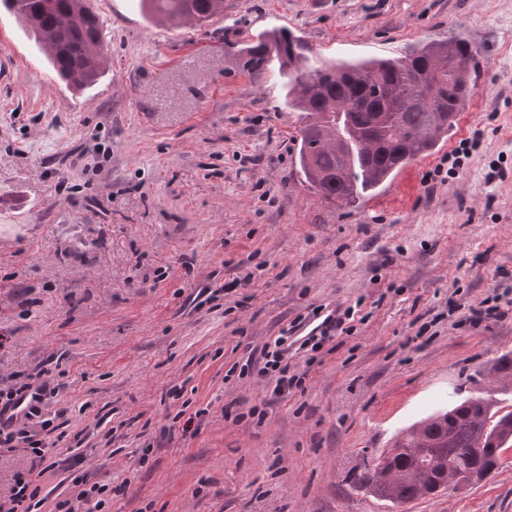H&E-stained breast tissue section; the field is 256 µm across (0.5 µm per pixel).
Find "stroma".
Listing matches in <instances>:
<instances>
[{
  "mask_svg": "<svg viewBox=\"0 0 512 512\" xmlns=\"http://www.w3.org/2000/svg\"><path fill=\"white\" fill-rule=\"evenodd\" d=\"M90 3L106 68L80 91L0 11V381L56 363L68 384L44 411L65 409V437L32 512H59L75 461L109 485L102 512H512V453L398 507L350 479L466 397L512 411L488 375L512 310L476 327L448 305L512 289V0H224L167 34L139 0ZM272 28L336 61L458 37L476 92L399 193L329 205L297 170L278 75L227 49ZM354 305L365 319L334 350L297 354L302 389L274 399L236 377L298 317Z\"/></svg>",
  "mask_w": 512,
  "mask_h": 512,
  "instance_id": "stroma-1",
  "label": "stroma"
}]
</instances>
